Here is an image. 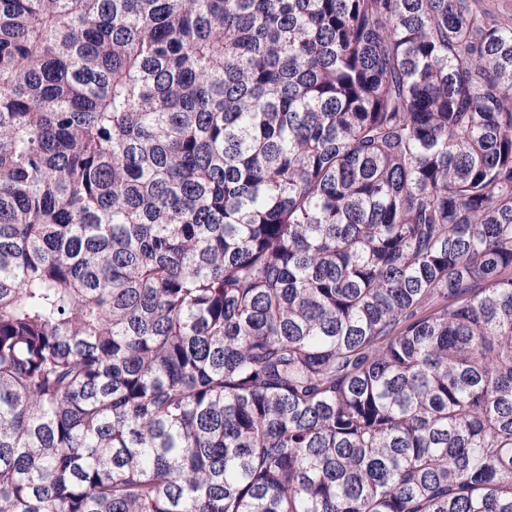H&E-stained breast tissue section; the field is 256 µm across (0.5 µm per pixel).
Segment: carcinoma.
<instances>
[{
	"mask_svg": "<svg viewBox=\"0 0 512 512\" xmlns=\"http://www.w3.org/2000/svg\"><path fill=\"white\" fill-rule=\"evenodd\" d=\"M0 0V512H512V22Z\"/></svg>",
	"mask_w": 512,
	"mask_h": 512,
	"instance_id": "carcinoma-1",
	"label": "carcinoma"
}]
</instances>
